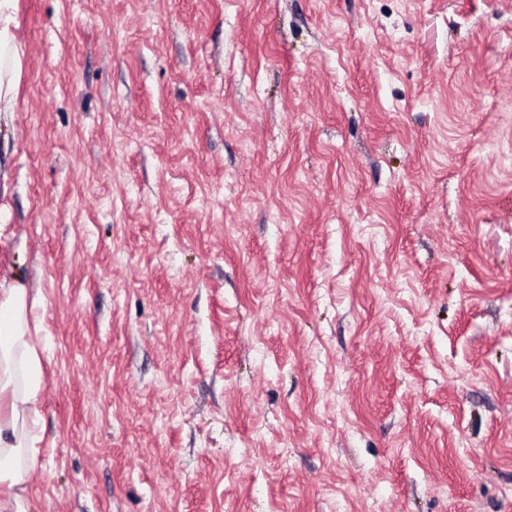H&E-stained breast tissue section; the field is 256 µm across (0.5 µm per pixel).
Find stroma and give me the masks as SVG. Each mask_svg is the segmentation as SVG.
Returning <instances> with one entry per match:
<instances>
[{
  "label": "stroma",
  "mask_w": 512,
  "mask_h": 512,
  "mask_svg": "<svg viewBox=\"0 0 512 512\" xmlns=\"http://www.w3.org/2000/svg\"><path fill=\"white\" fill-rule=\"evenodd\" d=\"M15 32L29 512H512V0H18Z\"/></svg>",
  "instance_id": "obj_1"
}]
</instances>
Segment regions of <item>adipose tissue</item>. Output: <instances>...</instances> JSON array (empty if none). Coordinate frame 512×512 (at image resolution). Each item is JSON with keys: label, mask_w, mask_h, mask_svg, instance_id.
I'll return each instance as SVG.
<instances>
[{"label": "adipose tissue", "mask_w": 512, "mask_h": 512, "mask_svg": "<svg viewBox=\"0 0 512 512\" xmlns=\"http://www.w3.org/2000/svg\"><path fill=\"white\" fill-rule=\"evenodd\" d=\"M17 0H0V112L14 108L20 71L15 14ZM25 287L0 294V512H27L24 483L36 462L41 361L39 328Z\"/></svg>", "instance_id": "adipose-tissue-1"}]
</instances>
